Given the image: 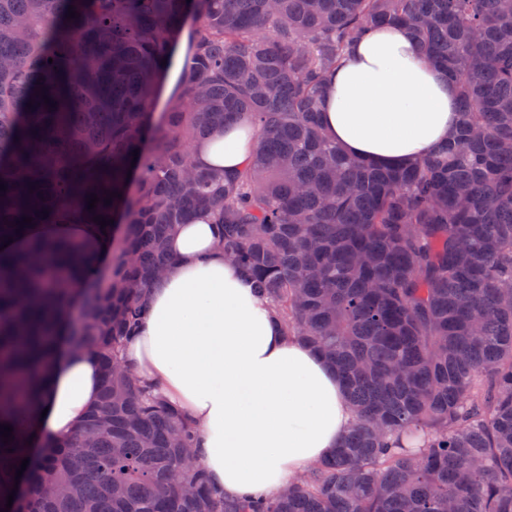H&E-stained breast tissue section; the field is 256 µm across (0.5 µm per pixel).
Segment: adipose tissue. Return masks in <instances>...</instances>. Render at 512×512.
I'll list each match as a JSON object with an SVG mask.
<instances>
[{
	"label": "adipose tissue",
	"instance_id": "1",
	"mask_svg": "<svg viewBox=\"0 0 512 512\" xmlns=\"http://www.w3.org/2000/svg\"><path fill=\"white\" fill-rule=\"evenodd\" d=\"M321 119L348 154L375 165L420 159L459 124L457 85L391 25L354 47L327 78ZM243 123L198 143L206 167L234 173L250 156ZM216 225L196 218L168 240L174 263L145 295L125 363L188 416L200 460L217 489L273 496L337 446L353 410L336 373L313 348L285 335L246 274L225 261ZM101 367L88 351L61 348L51 367L36 439L63 440L98 402Z\"/></svg>",
	"mask_w": 512,
	"mask_h": 512
}]
</instances>
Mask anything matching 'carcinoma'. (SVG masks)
<instances>
[{"label":"carcinoma","mask_w":512,"mask_h":512,"mask_svg":"<svg viewBox=\"0 0 512 512\" xmlns=\"http://www.w3.org/2000/svg\"><path fill=\"white\" fill-rule=\"evenodd\" d=\"M383 24L457 84L455 135L406 167L346 156L321 121L328 74ZM243 117L250 164L199 167L193 144ZM0 183V239L92 223L112 252L89 282L96 252L67 240L0 250V510L512 512V0H0ZM195 214L355 410L275 497L213 489L195 427L120 365ZM60 346L100 358V401L34 457L18 428Z\"/></svg>","instance_id":"carcinoma-1"}]
</instances>
